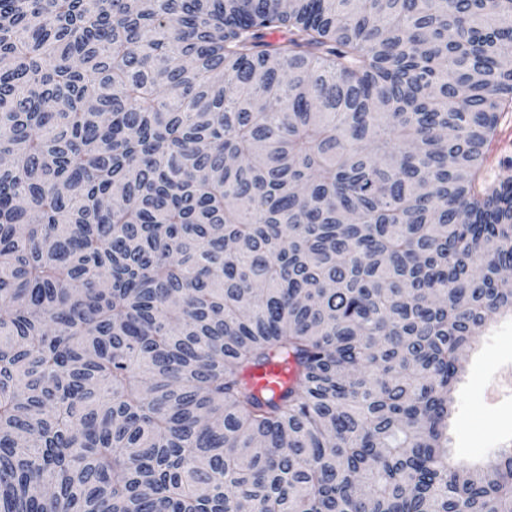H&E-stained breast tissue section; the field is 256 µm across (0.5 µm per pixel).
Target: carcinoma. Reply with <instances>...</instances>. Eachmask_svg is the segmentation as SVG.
Listing matches in <instances>:
<instances>
[{
    "mask_svg": "<svg viewBox=\"0 0 512 512\" xmlns=\"http://www.w3.org/2000/svg\"><path fill=\"white\" fill-rule=\"evenodd\" d=\"M510 61L512 0H0V512H512L448 456ZM291 379L289 367L284 363H273L256 369L250 380L259 392L278 395L287 386Z\"/></svg>",
    "mask_w": 512,
    "mask_h": 512,
    "instance_id": "obj_1",
    "label": "carcinoma"
}]
</instances>
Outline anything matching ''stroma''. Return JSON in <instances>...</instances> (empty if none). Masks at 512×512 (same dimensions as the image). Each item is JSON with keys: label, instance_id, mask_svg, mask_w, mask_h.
<instances>
[{"label": "stroma", "instance_id": "1", "mask_svg": "<svg viewBox=\"0 0 512 512\" xmlns=\"http://www.w3.org/2000/svg\"><path fill=\"white\" fill-rule=\"evenodd\" d=\"M512 158V113L500 116L485 156L489 184L511 175L502 166ZM512 443V314L485 328L463 353V368L454 384L448 416V453L476 465L495 458Z\"/></svg>", "mask_w": 512, "mask_h": 512}]
</instances>
